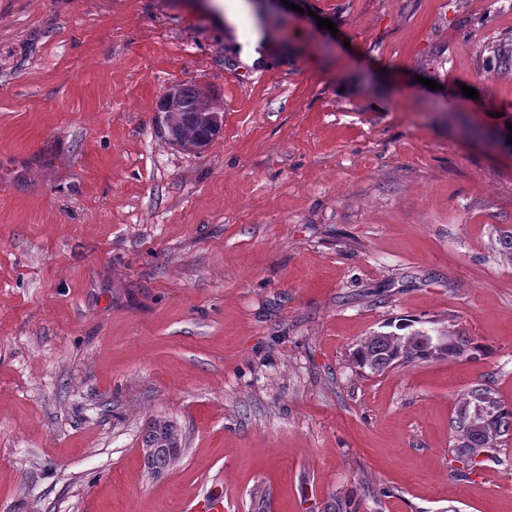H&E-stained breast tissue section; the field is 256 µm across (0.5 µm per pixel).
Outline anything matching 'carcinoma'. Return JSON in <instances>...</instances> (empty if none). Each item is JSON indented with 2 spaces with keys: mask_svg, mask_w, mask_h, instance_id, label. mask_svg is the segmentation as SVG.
Returning <instances> with one entry per match:
<instances>
[{
  "mask_svg": "<svg viewBox=\"0 0 512 512\" xmlns=\"http://www.w3.org/2000/svg\"><path fill=\"white\" fill-rule=\"evenodd\" d=\"M211 98L193 84L178 85V103L172 112L163 115V127L167 139L179 147L196 152L206 147L214 138L213 131L205 116L214 112ZM425 335L422 329L407 330L400 325L397 330L377 333L361 341L353 352V360L362 369L374 374H382L389 369L403 365L428 361L425 347L419 338ZM438 335L446 337V359L476 358L481 346L472 338L457 331L443 328ZM492 424L496 428L495 437L489 438L483 431H474L468 442H459L455 451L468 462L476 463L480 454L489 452L498 445L500 438L512 430V410L505 408L500 401L492 402ZM183 434L181 427L167 417H156L147 424L142 434L141 447L155 448L152 464L160 469H170L183 455Z\"/></svg>",
  "mask_w": 512,
  "mask_h": 512,
  "instance_id": "carcinoma-1",
  "label": "carcinoma"
}]
</instances>
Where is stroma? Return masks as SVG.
<instances>
[{
  "label": "stroma",
  "mask_w": 512,
  "mask_h": 512,
  "mask_svg": "<svg viewBox=\"0 0 512 512\" xmlns=\"http://www.w3.org/2000/svg\"><path fill=\"white\" fill-rule=\"evenodd\" d=\"M307 4L0 0V512H512V439L473 465L451 427L478 383L512 409V0ZM182 83L200 153L160 130ZM401 323L484 350L352 363ZM168 92V109L177 107L172 112H164L163 127L167 139L179 147L198 152V149L207 147L214 138L213 131L204 117L215 112L211 98L202 89L193 84L177 85ZM141 440L140 453L143 461H148L149 466L153 451L151 448H161L152 459V464L160 469H170L183 455L181 427L167 417H156L150 420ZM189 502L184 506V512H224V487L215 482L203 494L198 502Z\"/></svg>",
  "instance_id": "stroma-1"
}]
</instances>
